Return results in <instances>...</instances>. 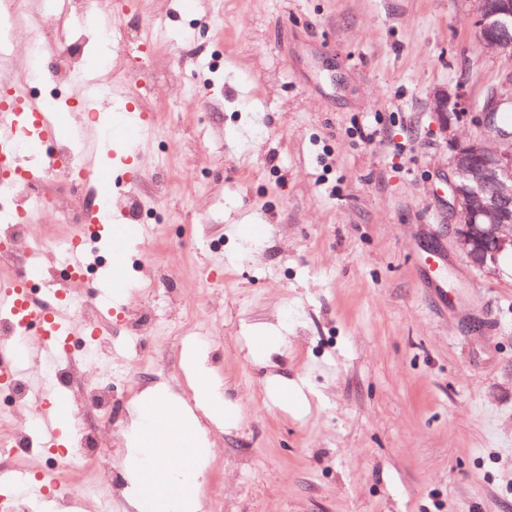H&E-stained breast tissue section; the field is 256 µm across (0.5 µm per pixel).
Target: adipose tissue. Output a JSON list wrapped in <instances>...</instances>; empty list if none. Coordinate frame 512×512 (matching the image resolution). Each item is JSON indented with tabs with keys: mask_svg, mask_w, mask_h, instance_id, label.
Listing matches in <instances>:
<instances>
[{
	"mask_svg": "<svg viewBox=\"0 0 512 512\" xmlns=\"http://www.w3.org/2000/svg\"><path fill=\"white\" fill-rule=\"evenodd\" d=\"M214 392L199 382L195 408L146 412L127 448L136 512H198L194 473L184 467L204 440L202 418H216Z\"/></svg>",
	"mask_w": 512,
	"mask_h": 512,
	"instance_id": "ef3b65f1",
	"label": "adipose tissue"
}]
</instances>
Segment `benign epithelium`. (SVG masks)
<instances>
[{"label":"benign epithelium","mask_w":512,"mask_h":512,"mask_svg":"<svg viewBox=\"0 0 512 512\" xmlns=\"http://www.w3.org/2000/svg\"><path fill=\"white\" fill-rule=\"evenodd\" d=\"M474 25L480 40L512 59V0H473ZM512 105V94L496 100L477 119L478 131L462 142L456 127L466 113L458 92L437 89L431 108L437 128L448 145V227L456 248L471 266L493 273L502 258L512 255V131L498 123V109ZM492 141L499 142L495 149Z\"/></svg>","instance_id":"benign-epithelium-1"}]
</instances>
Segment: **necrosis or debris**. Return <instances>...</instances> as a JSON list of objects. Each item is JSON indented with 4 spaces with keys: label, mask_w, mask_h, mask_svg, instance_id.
Segmentation results:
<instances>
[{
    "label": "necrosis or debris",
    "mask_w": 512,
    "mask_h": 512,
    "mask_svg": "<svg viewBox=\"0 0 512 512\" xmlns=\"http://www.w3.org/2000/svg\"><path fill=\"white\" fill-rule=\"evenodd\" d=\"M43 5L49 32L29 31L24 18L26 0H0V27H7L11 39L24 46L31 66L19 71L17 77L27 84L40 83V109L51 114L61 103L78 101L79 88L86 82L85 45L97 46L95 65L107 71L112 50L127 42L129 35L112 25L113 0H43ZM48 54L54 58L50 72H35L33 62L42 61ZM46 205L44 198L36 196L33 183L23 178L0 186V236L10 242L9 248L0 250V262L17 258L21 274L29 278L40 271L33 251L18 256L12 246L30 237L34 216ZM79 312L88 329L83 349L75 350L69 337H59L58 358L43 375L71 392L78 406L93 416L97 429H108L112 426V383L130 385L136 375L130 363L114 359L105 347L102 332L112 326L110 309L100 302L96 292L87 294ZM4 393L11 403L8 408L0 407V429L9 431L13 445L10 456L0 458V469L12 468L15 457H23L34 477L57 475L52 490L62 503H70L75 490L81 498L96 502L101 483L114 480L111 469L91 454L33 444L38 404L24 376H17L7 385L0 383V395Z\"/></svg>",
    "instance_id": "obj_1"
}]
</instances>
